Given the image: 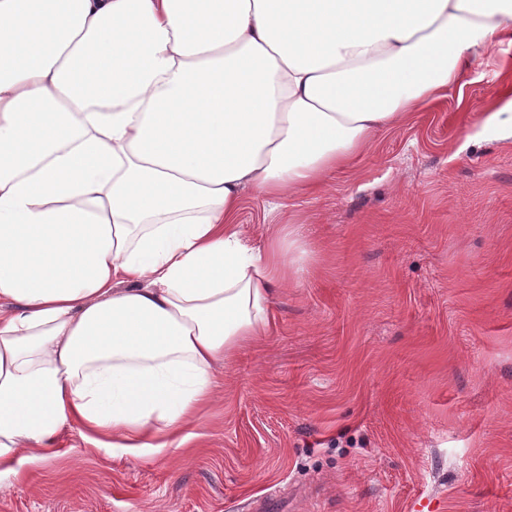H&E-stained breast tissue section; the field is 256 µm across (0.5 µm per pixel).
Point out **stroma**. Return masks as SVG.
Segmentation results:
<instances>
[{"mask_svg":"<svg viewBox=\"0 0 512 512\" xmlns=\"http://www.w3.org/2000/svg\"><path fill=\"white\" fill-rule=\"evenodd\" d=\"M511 93L490 48L317 194L245 192L243 240L290 228L299 270L189 457L69 428L0 512H512V138L481 125Z\"/></svg>","mask_w":512,"mask_h":512,"instance_id":"35a3bbf8","label":"stroma"}]
</instances>
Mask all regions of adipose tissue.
<instances>
[{
	"mask_svg": "<svg viewBox=\"0 0 512 512\" xmlns=\"http://www.w3.org/2000/svg\"><path fill=\"white\" fill-rule=\"evenodd\" d=\"M512 46V0H0V474L165 452L272 325L304 196Z\"/></svg>",
	"mask_w": 512,
	"mask_h": 512,
	"instance_id": "obj_1",
	"label": "adipose tissue"
}]
</instances>
